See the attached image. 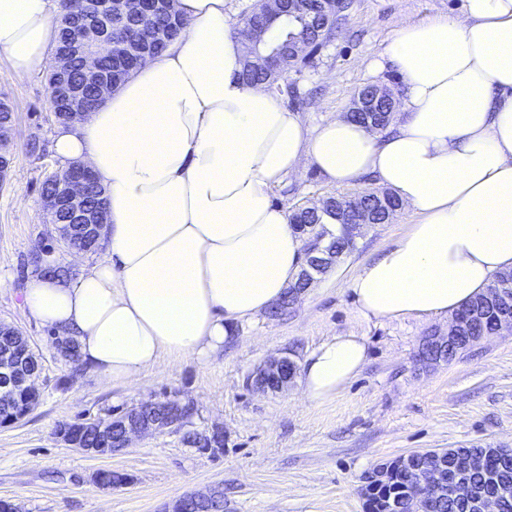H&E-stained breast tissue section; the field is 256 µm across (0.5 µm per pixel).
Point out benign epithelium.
<instances>
[{
	"instance_id": "obj_1",
	"label": "benign epithelium",
	"mask_w": 512,
	"mask_h": 512,
	"mask_svg": "<svg viewBox=\"0 0 512 512\" xmlns=\"http://www.w3.org/2000/svg\"><path fill=\"white\" fill-rule=\"evenodd\" d=\"M153 0H80L77 9L74 41L67 47L55 52V65L52 69L55 81L51 91L61 102L64 111L55 113L61 123L74 125L81 122L88 112L87 99L82 90L68 80V55L72 48L77 47L84 52L85 70L89 78L96 80L97 100L104 101L112 93V85L97 79L99 70L98 59L89 54V47L104 41L112 32V24L129 15L145 11ZM157 41V35L144 30L134 39L137 44L143 43L145 47L137 50L136 61L142 63L150 57L149 46ZM385 98L395 103L391 89L384 86H373V94L368 97L355 96L352 99L350 111L357 109L367 110L376 103V100ZM0 110L5 112L0 116V185L5 184L10 176L13 163V116L12 107L6 96L0 97ZM51 192L42 198L43 209L49 223L56 226L60 239L72 249L88 251L98 244L101 229L107 223L106 213L98 209L93 211L88 205V191L93 175L89 168L76 163L64 170L50 174ZM336 203L353 217L354 223L347 225L348 235L356 237L363 226L373 223V216L366 209L363 194L358 193L351 197L338 196ZM339 262L336 249L327 246L319 250L307 252L306 263L301 275L302 282L310 286L318 277L326 274ZM488 306L495 309L497 322L492 333L500 335L512 334V311L504 305L498 304L497 294L487 298ZM459 317L453 316L448 321V328L444 333H437L423 339L421 346H432L438 351L448 349V346L459 339L457 330ZM30 353V347L16 352L7 350L0 352V405L12 403L11 396L16 388L22 384L30 390H35V380L22 378L18 373V360ZM297 376L295 365L288 355H271L263 364L248 375L251 388L277 393L294 380ZM159 404L157 400L143 401L127 408L120 422L110 417H101L90 420L87 425L93 427L100 436H109L113 425L119 424L120 446L127 448L131 436L154 435L174 430L166 418H159L153 422L144 419L140 412L153 409ZM427 461L423 466L425 476L423 480L409 490V503L419 504L428 498L446 490L453 495L469 501L473 512H497L496 494L476 491L468 480L471 469L479 464V458L469 459L464 468L448 469V463L443 461V453L411 452L401 456V462L409 465L416 461Z\"/></svg>"
}]
</instances>
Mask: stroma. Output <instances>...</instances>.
<instances>
[{
	"mask_svg": "<svg viewBox=\"0 0 512 512\" xmlns=\"http://www.w3.org/2000/svg\"><path fill=\"white\" fill-rule=\"evenodd\" d=\"M461 6L462 0H353L341 31L312 64L281 79L276 95L314 126L347 112L368 83L401 93L394 67L373 76L369 62L402 22ZM0 94L12 103L16 131L11 177L0 186V322L20 329L42 362L38 406L0 426V501L21 512H171L177 500L220 486L224 512H367L364 477L382 463L413 451L512 446V335L490 336L450 364L423 368L418 347L427 331L446 329L447 320H368L356 309L347 284L415 223L404 209L389 223L365 227L353 253L287 315L244 322L216 358H163L134 387L103 383L88 370L75 373L56 358L51 333L29 315L22 290L45 257L65 261L75 276L103 253L69 261L41 206V184L60 167L51 150L58 123L44 75H18L0 55ZM34 142L43 155L30 153ZM376 186L371 177L338 186L308 167L275 187L272 198L288 208ZM345 333L364 337L368 357L335 399L308 401L297 382L277 394L247 386L248 373L269 355L285 352L301 365L323 341ZM167 395L192 401V429L220 431L223 448L202 452L180 434L162 433L134 439L111 456L88 455L56 435L61 424ZM107 470L128 474L129 484L102 488L96 475Z\"/></svg>",
	"mask_w": 512,
	"mask_h": 512,
	"instance_id": "obj_1",
	"label": "stroma"
}]
</instances>
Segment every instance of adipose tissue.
<instances>
[{
    "label": "adipose tissue",
    "instance_id": "adipose-tissue-1",
    "mask_svg": "<svg viewBox=\"0 0 512 512\" xmlns=\"http://www.w3.org/2000/svg\"><path fill=\"white\" fill-rule=\"evenodd\" d=\"M180 36L52 151L105 188V255L74 278L29 276L24 304L72 338L103 382L132 385L163 356L223 352L243 320L280 301L305 241L270 191L311 166L345 186L373 175L417 218L348 285L367 319L451 317L512 269V0L402 24L381 56L403 81L382 135L336 115L309 126L240 77L224 0H176ZM58 0H0V55L48 70ZM367 359L362 337L322 342L304 396L335 397Z\"/></svg>",
    "mask_w": 512,
    "mask_h": 512
}]
</instances>
